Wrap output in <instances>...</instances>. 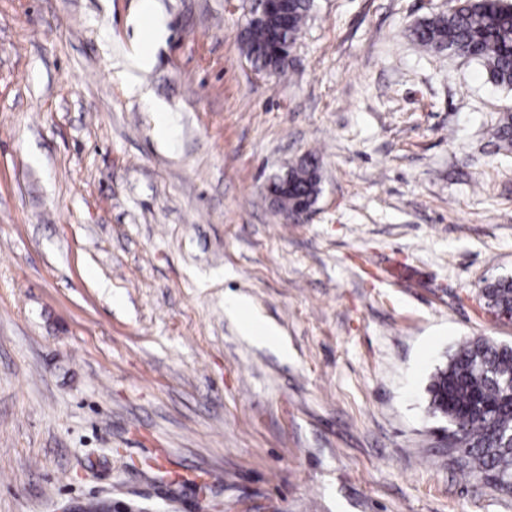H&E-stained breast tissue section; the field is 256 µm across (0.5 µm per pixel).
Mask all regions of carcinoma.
I'll return each mask as SVG.
<instances>
[{
    "instance_id": "cac0c4a2",
    "label": "carcinoma",
    "mask_w": 512,
    "mask_h": 512,
    "mask_svg": "<svg viewBox=\"0 0 512 512\" xmlns=\"http://www.w3.org/2000/svg\"><path fill=\"white\" fill-rule=\"evenodd\" d=\"M313 0H288V27L271 16L251 25L244 45L259 69L281 71L277 46L296 42ZM426 50L479 61L492 82L512 87V4L504 0H459L446 15L420 22L412 30ZM498 148L512 149V114L492 129ZM288 189L274 203L293 217L316 203L321 174L312 154L285 172ZM481 297L490 310H512V281L484 282ZM433 414L448 420V447L455 465L480 474L502 490L512 487V346L483 339L468 341L437 372L430 384Z\"/></svg>"
}]
</instances>
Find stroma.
Instances as JSON below:
<instances>
[{
    "label": "stroma",
    "instance_id": "stroma-1",
    "mask_svg": "<svg viewBox=\"0 0 512 512\" xmlns=\"http://www.w3.org/2000/svg\"><path fill=\"white\" fill-rule=\"evenodd\" d=\"M142 2L0 0V512H512L429 409L512 345V90L411 36L455 0H314L276 73L252 0H153L148 48ZM309 153L294 223L266 188ZM481 297L490 310H512V281L484 280ZM226 308L232 316L238 319L241 324L242 331L246 336H274L273 331L251 311L246 298L242 296H234L227 300Z\"/></svg>",
    "mask_w": 512,
    "mask_h": 512
}]
</instances>
